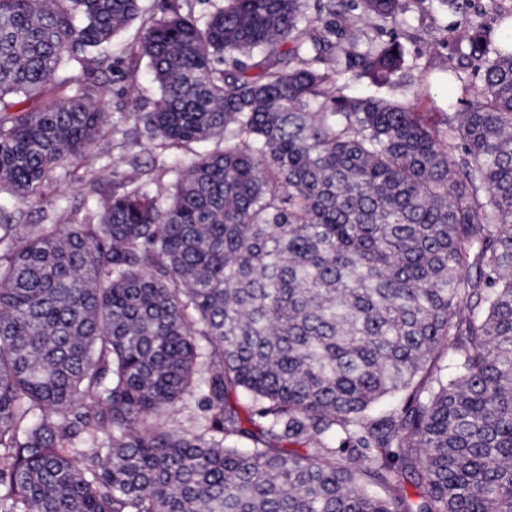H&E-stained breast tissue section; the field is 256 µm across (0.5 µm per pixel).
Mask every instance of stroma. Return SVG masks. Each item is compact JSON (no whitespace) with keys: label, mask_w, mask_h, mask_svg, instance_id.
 Returning a JSON list of instances; mask_svg holds the SVG:
<instances>
[{"label":"stroma","mask_w":512,"mask_h":512,"mask_svg":"<svg viewBox=\"0 0 512 512\" xmlns=\"http://www.w3.org/2000/svg\"><path fill=\"white\" fill-rule=\"evenodd\" d=\"M409 10L404 23L384 27L377 31L378 39L397 40L405 54V66L399 76L398 84L392 89L395 97H412L419 110L428 113L431 119L442 118L444 110L439 100L453 99L455 110L465 109L476 100L481 80L475 62L463 56L459 47L447 44L451 31L460 24L480 26L486 29L490 37H497L501 23L493 0H464L461 12H441L432 7L430 0H408ZM459 74L460 79L453 85H445L448 75ZM431 85V95H421L423 85ZM128 83L120 73H113L111 81L103 88V97L111 119H118L120 113L134 111L143 99L154 97L155 90L148 76L147 63H140L138 69V94L127 91ZM110 152L91 166H80L72 176L57 180L44 190L43 196L31 199L21 205V221L25 224L39 223L43 212L56 208L59 222H66L65 209L70 204L89 196L100 182L104 167L112 165L127 168L131 157H139L142 164L163 171L174 157L176 149L165 153L146 152L142 144L111 136Z\"/></svg>","instance_id":"1"}]
</instances>
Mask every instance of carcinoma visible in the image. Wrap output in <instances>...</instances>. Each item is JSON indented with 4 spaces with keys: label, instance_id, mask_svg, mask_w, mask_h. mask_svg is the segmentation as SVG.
Segmentation results:
<instances>
[{
    "label": "carcinoma",
    "instance_id": "cac0c4a2",
    "mask_svg": "<svg viewBox=\"0 0 512 512\" xmlns=\"http://www.w3.org/2000/svg\"><path fill=\"white\" fill-rule=\"evenodd\" d=\"M203 2L0 0V512H512V42L456 29L481 91L431 123L346 77L395 83L361 21L406 0ZM137 19L123 122L220 145L18 223L129 135ZM140 21L136 20L114 41L115 57L128 59L137 55V45L141 36ZM138 87L139 95H132L126 92L128 81H125L119 72L112 74V80L107 82L102 89L103 97L107 103V109L110 113V124L116 121L120 116L119 112H133L137 106L144 104L143 98H153L155 90L148 76L147 60H139L138 69Z\"/></svg>",
    "mask_w": 512,
    "mask_h": 512
}]
</instances>
